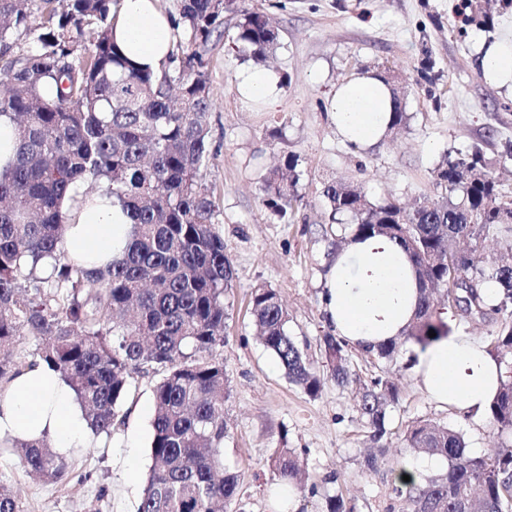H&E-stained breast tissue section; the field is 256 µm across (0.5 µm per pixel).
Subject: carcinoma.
<instances>
[{
	"instance_id": "cac0c4a2",
	"label": "carcinoma",
	"mask_w": 512,
	"mask_h": 512,
	"mask_svg": "<svg viewBox=\"0 0 512 512\" xmlns=\"http://www.w3.org/2000/svg\"><path fill=\"white\" fill-rule=\"evenodd\" d=\"M0 0V59L16 35L39 31L36 49L0 66V116L15 127L14 158L0 170V384L40 360L70 387L88 428L111 435L117 409L137 379L158 375L153 387L152 465L137 512H214L238 501V476L224 470V399L229 385L217 347L224 345V293L233 270L215 224V204L202 189L209 152L211 99L203 53L224 14L236 16L237 52L262 62L278 32L248 0H178L174 29L184 41L159 74L142 70L112 40L118 0ZM94 26L91 51L74 57L84 27ZM288 153L263 178V203L284 218L298 201ZM441 199L408 212L399 201L371 202L357 184L324 185V221L344 227L349 239L386 236L409 254L419 281L416 313L402 338L369 353L394 363L400 347L426 346L447 334L433 292L457 282L455 307L471 320H500L489 352L503 367L487 416L512 434V265H487L479 243L492 235L512 250V200L484 170L483 154L444 156L434 171ZM92 183L120 203L132 220L122 258L98 270L75 262L64 249L61 202L74 184ZM89 191L67 196L77 207ZM52 272L40 271L43 259ZM497 283L500 295L485 288ZM250 313L264 347L290 382L319 396L323 379L288 334V310L275 290L253 289ZM30 357L15 352L21 331ZM434 331L436 337L429 336ZM330 377L349 384L348 343L323 337ZM398 390L382 375L362 385L359 409L379 443L387 408ZM46 483L66 475V456L47 440L0 442ZM461 433L433 421L406 432V453L440 456L446 469L406 485L403 512H512V448L472 457ZM304 457L280 448L275 477L296 483ZM0 512H26L0 483Z\"/></svg>"
}]
</instances>
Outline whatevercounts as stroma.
Wrapping results in <instances>:
<instances>
[{
    "label": "stroma",
    "instance_id": "35a3bbf8",
    "mask_svg": "<svg viewBox=\"0 0 512 512\" xmlns=\"http://www.w3.org/2000/svg\"><path fill=\"white\" fill-rule=\"evenodd\" d=\"M459 0H253L274 21L279 45L268 63L280 76L271 103L242 100L236 73L244 64L227 37L206 56L212 112L211 154L202 183L216 206V221L234 277L224 296V344L219 349L230 395L224 401V467L237 474L244 512H276L269 468L280 448L306 449L304 488L297 512H324L327 496L342 494L355 512H401L397 472L405 461L409 424L430 420L460 432L480 456L512 435L435 403L416 376L415 350L403 367L380 369L350 350L362 380L379 372L399 388L388 409L382 444L389 462L379 473L364 467L373 443L355 385L325 381L318 397L288 381L259 341L252 316L253 288L278 292L289 312L288 332L318 372L328 369L322 338L329 333L321 306V276L328 263L323 240L326 181L363 186L372 202L394 198L409 206L440 194L433 170L447 153L479 146L500 189L512 197V97L486 85L474 43L494 38L512 18V0L473 9L459 26ZM368 70L403 88L406 126L359 153L341 143L328 118L333 85ZM299 157L301 201L284 220L262 201L267 168L287 152ZM153 376L138 379L123 401L111 436L90 437L75 449L68 474L45 483L27 474L17 456L0 454V483L10 486L27 512H136L151 465ZM316 494H309V486Z\"/></svg>",
    "mask_w": 512,
    "mask_h": 512
}]
</instances>
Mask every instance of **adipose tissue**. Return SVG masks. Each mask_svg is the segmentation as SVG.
<instances>
[{"label": "adipose tissue", "instance_id": "adipose-tissue-1", "mask_svg": "<svg viewBox=\"0 0 512 512\" xmlns=\"http://www.w3.org/2000/svg\"><path fill=\"white\" fill-rule=\"evenodd\" d=\"M112 34L137 67L154 72L167 63L173 25L159 0H119ZM484 82L512 95V25L477 47ZM239 93L251 101H274L280 79L268 69H240ZM394 102L389 84L374 71L336 83L329 115L337 134L367 149L391 129ZM65 249L86 268L98 269L120 258L131 224L122 206L95 194L83 208L63 202ZM322 312L337 336L360 350L374 351L399 339L410 323L419 285L404 248L386 237L349 242L327 265L322 283ZM416 373L428 395L443 405L480 415L494 398L502 369L476 338L450 334L417 352ZM88 425L70 388L44 364L26 368L0 391V437L53 439L59 452L83 445Z\"/></svg>", "mask_w": 512, "mask_h": 512}]
</instances>
